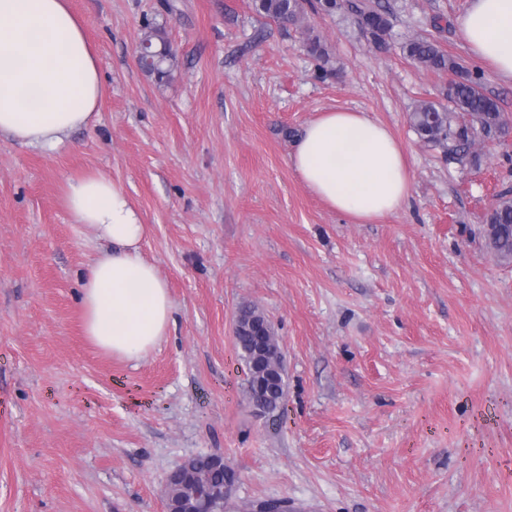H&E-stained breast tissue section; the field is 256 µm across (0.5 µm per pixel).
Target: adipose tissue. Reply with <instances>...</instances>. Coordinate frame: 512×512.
I'll use <instances>...</instances> for the list:
<instances>
[{
  "label": "adipose tissue",
  "mask_w": 512,
  "mask_h": 512,
  "mask_svg": "<svg viewBox=\"0 0 512 512\" xmlns=\"http://www.w3.org/2000/svg\"><path fill=\"white\" fill-rule=\"evenodd\" d=\"M457 36L474 60L512 79V0H469ZM101 95L95 53L69 0H0V136L56 151L90 125ZM292 163L312 193L358 224L398 211L409 195L400 145L365 112H326L308 123ZM66 205L74 223L108 244L83 276L85 333L110 353L140 359L165 336L173 308L140 251L147 226L100 172L70 182Z\"/></svg>",
  "instance_id": "ef3b65f1"
}]
</instances>
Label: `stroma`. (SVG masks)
I'll return each mask as SVG.
<instances>
[{
	"instance_id": "1",
	"label": "stroma",
	"mask_w": 512,
	"mask_h": 512,
	"mask_svg": "<svg viewBox=\"0 0 512 512\" xmlns=\"http://www.w3.org/2000/svg\"><path fill=\"white\" fill-rule=\"evenodd\" d=\"M369 44L348 9L308 12L327 50L252 0H71L103 95L94 123L46 153L0 139V512H165L166 477L219 454L224 512H512V259L486 213L512 200V138L461 164L409 115L446 104L451 73L409 59L424 38L512 119V80L455 35L468 0H380ZM164 32L170 77L136 48ZM366 112L401 142L410 197L355 224L291 156L321 113ZM109 176L139 212L168 286V333L142 359L83 333L81 276L104 249L73 223L71 181ZM258 307L283 352L285 400L257 409L234 337Z\"/></svg>"
}]
</instances>
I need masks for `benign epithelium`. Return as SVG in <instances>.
<instances>
[{
	"label": "benign epithelium",
	"mask_w": 512,
	"mask_h": 512,
	"mask_svg": "<svg viewBox=\"0 0 512 512\" xmlns=\"http://www.w3.org/2000/svg\"><path fill=\"white\" fill-rule=\"evenodd\" d=\"M269 327L268 319L252 325L253 358L247 365L248 385L256 393L254 403L264 409L273 398V393L284 380L282 351L278 343L264 336ZM196 476L192 460H187L170 473L168 483L195 484ZM226 490L222 486L198 485V490L181 498L165 497V512H217L215 506L224 499Z\"/></svg>",
	"instance_id": "obj_1"
}]
</instances>
